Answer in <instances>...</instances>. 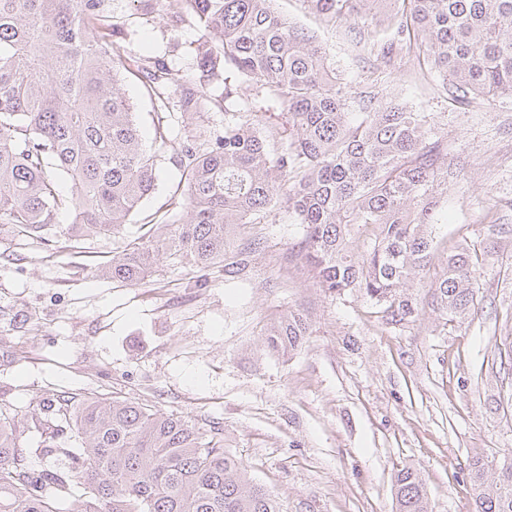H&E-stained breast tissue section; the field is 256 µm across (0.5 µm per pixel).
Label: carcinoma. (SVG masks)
Returning <instances> with one entry per match:
<instances>
[{
    "label": "carcinoma",
    "instance_id": "1",
    "mask_svg": "<svg viewBox=\"0 0 512 512\" xmlns=\"http://www.w3.org/2000/svg\"><path fill=\"white\" fill-rule=\"evenodd\" d=\"M178 25L194 20L200 72L177 70L121 48L123 23L110 0H0V223L30 236L73 213L71 231L122 233L155 189L158 154L143 149L133 106L121 88L136 76L157 109L155 141L170 142L168 114L191 116L224 105V131L197 126L180 143L181 178L171 203L188 205L180 223L161 219L153 233L112 254L104 272L131 286L162 261L206 268L224 263L235 277L254 240L227 260L238 230L260 224L278 202L304 227L302 256L321 287L359 288L384 305L390 323L418 314L406 292L430 265L435 193L455 177L448 142L428 134L421 112L383 105L372 91L356 103L353 124L342 82L312 35L291 26L272 0H158ZM327 21L383 15L391 36L372 43L388 60L403 51L437 72L453 96L512 97V0H309ZM245 78L263 100L288 114V127L263 126L233 105ZM224 83V100L211 86ZM369 239L355 247V236ZM477 252L461 247L432 284L433 302L454 322L479 306ZM309 322L288 311L267 333V347L290 353ZM43 411L68 423L78 451L57 442L49 418L25 427L0 408V512H282L224 450V428L117 397L77 406L50 400ZM71 457L68 470L32 471L20 443ZM469 464L476 512H512V464L497 475ZM397 512H432L420 476L395 477Z\"/></svg>",
    "mask_w": 512,
    "mask_h": 512
}]
</instances>
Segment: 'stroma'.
<instances>
[{
	"mask_svg": "<svg viewBox=\"0 0 512 512\" xmlns=\"http://www.w3.org/2000/svg\"><path fill=\"white\" fill-rule=\"evenodd\" d=\"M272 9L314 35L349 93L373 88L382 103L424 113L448 143L456 179L439 186L435 259L413 288L415 321L392 325L383 307L351 288H322L298 253L304 236L286 205L246 225L236 246L262 242L239 277L161 263L136 286L98 266L125 238L145 233L180 178L186 131L219 132L224 110L172 113L157 186L133 213L126 237L72 236L59 212L42 236L0 225V399L27 419L47 399L116 396L224 428V448L282 512H395L394 475L422 478L433 512H475L471 460L512 463V377L500 352L512 345V99L453 100L415 54L386 61L357 46L344 22L308 0ZM127 49L197 77L192 22L172 26L154 0H111ZM508 225L505 233L497 225ZM459 246L479 251L481 304L461 322L432 305L427 284ZM301 311L310 331L298 350L266 348L270 324Z\"/></svg>",
	"mask_w": 512,
	"mask_h": 512,
	"instance_id": "35a3bbf8",
	"label": "stroma"
}]
</instances>
